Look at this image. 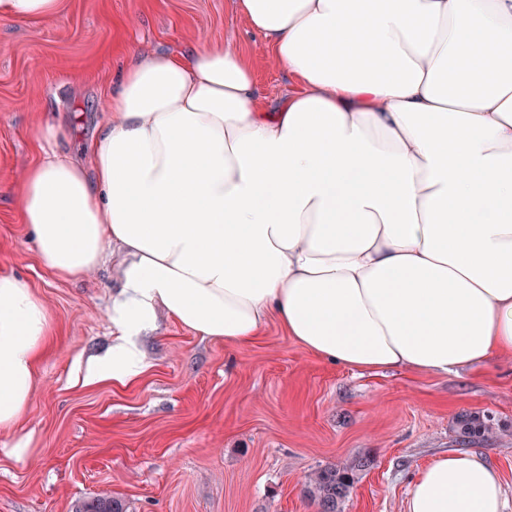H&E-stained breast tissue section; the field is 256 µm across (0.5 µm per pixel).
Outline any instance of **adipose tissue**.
Here are the masks:
<instances>
[{
    "mask_svg": "<svg viewBox=\"0 0 512 512\" xmlns=\"http://www.w3.org/2000/svg\"><path fill=\"white\" fill-rule=\"evenodd\" d=\"M64 0H0L49 22ZM300 85L259 104L238 48L132 52L83 158L44 153L14 193L43 265L124 254L112 345L86 382L148 367L158 311L237 345L269 318L362 372L512 355V0H233ZM50 314L0 276V430H17ZM500 470L447 452L406 512H503Z\"/></svg>",
    "mask_w": 512,
    "mask_h": 512,
    "instance_id": "adipose-tissue-1",
    "label": "adipose tissue"
}]
</instances>
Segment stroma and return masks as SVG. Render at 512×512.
<instances>
[{
    "mask_svg": "<svg viewBox=\"0 0 512 512\" xmlns=\"http://www.w3.org/2000/svg\"><path fill=\"white\" fill-rule=\"evenodd\" d=\"M189 42L243 50L261 104L297 88L231 0H66L51 22L0 21V274L32 288L53 331L21 421L29 455L11 457L15 434L0 431V512H78L102 495L127 512H319L311 479L348 465L339 512H405L413 475L447 451L497 466L512 512V358L459 374H363L303 349L273 319L240 346L163 316L141 338L150 367L137 381L83 384L112 345L120 258L53 276L12 188L43 155L37 129L55 127L54 149L82 156L128 46ZM466 415L481 432L463 435Z\"/></svg>",
    "mask_w": 512,
    "mask_h": 512,
    "instance_id": "35a3bbf8",
    "label": "stroma"
}]
</instances>
